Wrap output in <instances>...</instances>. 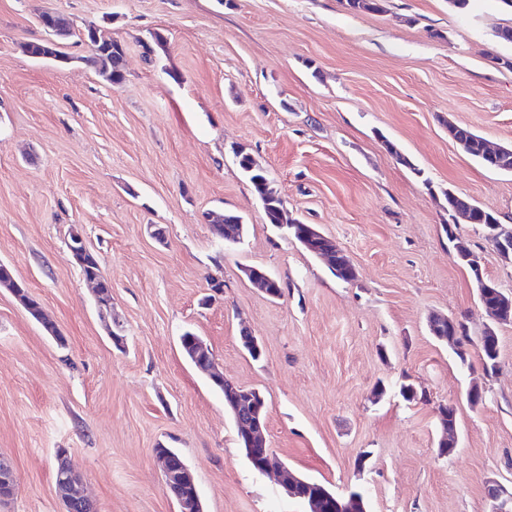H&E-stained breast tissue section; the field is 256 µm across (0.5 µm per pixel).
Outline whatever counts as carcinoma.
<instances>
[{
	"label": "carcinoma",
	"instance_id": "cac0c4a2",
	"mask_svg": "<svg viewBox=\"0 0 512 512\" xmlns=\"http://www.w3.org/2000/svg\"><path fill=\"white\" fill-rule=\"evenodd\" d=\"M345 6L355 12L378 13L383 11V0H345ZM39 19L46 20V24L50 27L53 42L49 44L43 39L26 44L24 49L29 56H63L65 52L62 51V48L65 42L76 36L90 49V56L87 61L94 67L99 80L103 84L115 88L125 81V49L121 42L102 35L101 31L95 27H88L77 33L74 30L73 21L61 13L47 11L42 13ZM456 138L464 142L466 154L478 160L482 165H487L485 156L481 151L482 136L467 127L458 126L456 127ZM234 155L240 170L245 174L262 202L267 223L276 225L284 222L292 225L301 223V220L288 218L283 213L282 198L270 186L266 168L243 148L234 150ZM460 200L464 204H469V208L477 212L475 220L484 235H490L493 232V226L500 223L496 213L476 205L465 196L460 197ZM214 223L224 225V234L217 235V238L226 243L243 242L246 234V224L243 216L239 213L227 211L217 216ZM448 240L452 243L455 261L468 267L472 266V251L451 231L448 232ZM72 261L79 267L84 276L90 274L101 275L100 261L93 251L77 252L72 255ZM429 331L436 340L453 347L461 361H466L465 345L471 342V336L468 335L464 322L457 320L451 326L446 323L437 325L431 322L429 323ZM479 346L484 370L491 375L498 368V337L483 336L479 340ZM341 508L345 509V512H366L365 501L362 500L357 504L347 500L342 502L336 497L335 493L328 492V497L322 503V512H338Z\"/></svg>",
	"mask_w": 512,
	"mask_h": 512
}]
</instances>
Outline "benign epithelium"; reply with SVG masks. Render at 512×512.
<instances>
[{"instance_id": "7a95c632", "label": "benign epithelium", "mask_w": 512, "mask_h": 512, "mask_svg": "<svg viewBox=\"0 0 512 512\" xmlns=\"http://www.w3.org/2000/svg\"><path fill=\"white\" fill-rule=\"evenodd\" d=\"M485 157L492 166L501 168L506 161L512 159V150L487 144ZM296 228L302 243L324 258L329 266L335 267L340 263L344 252L334 240L309 224H298ZM491 241L501 258H512V229L492 234ZM0 282L15 297L29 294L24 284L15 278L11 266L3 262H0ZM483 309L489 320L484 330L486 336L495 335L496 326L512 323V295L498 292L492 302L483 305ZM221 381L228 395V404L235 413L240 437L246 441L250 460L257 471L274 473L278 484L289 496L305 498L312 508H317L322 497L321 488L302 481L288 466L274 460L264 435V424L260 421L262 397L259 392L224 377ZM154 457L162 475V490L176 502L178 512H203L197 484L188 467L176 456L166 452L156 451ZM56 473V487L64 502L65 512H96L95 504L85 492L82 474L66 448L57 449ZM487 498L490 501L489 512H512V490L500 483L489 482Z\"/></svg>"}]
</instances>
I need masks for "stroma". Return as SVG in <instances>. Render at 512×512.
<instances>
[{
  "mask_svg": "<svg viewBox=\"0 0 512 512\" xmlns=\"http://www.w3.org/2000/svg\"><path fill=\"white\" fill-rule=\"evenodd\" d=\"M384 6L0 0V262L67 338L59 346L0 288V456L18 483L0 512H64L60 448L99 512H177L159 446L182 455L204 512H306L246 459L223 396L181 348L187 330L226 378L264 395L276 459L339 495L363 493L368 512H488V482L512 488V323L497 327L499 368L485 375L475 340L487 316L444 230L448 189L512 225V173L448 135L454 123L512 147V69L493 62L512 60V43L495 36L512 9ZM45 11L120 40L124 83L102 84L75 37L66 63L25 53L46 36ZM153 31L167 43L148 60L139 43ZM237 147L267 169L289 216L345 251L353 281L266 223ZM225 210L244 217L242 244L205 224V212ZM74 229L112 283L111 322L69 255ZM456 233L484 277L512 292V263L479 226ZM248 267L281 280L282 297L255 288ZM436 314L465 322L466 359L431 336ZM244 328L259 359L240 344ZM404 381L425 400L404 401ZM442 404L458 433L444 458Z\"/></svg>",
  "mask_w": 512,
  "mask_h": 512,
  "instance_id": "stroma-1",
  "label": "stroma"
}]
</instances>
